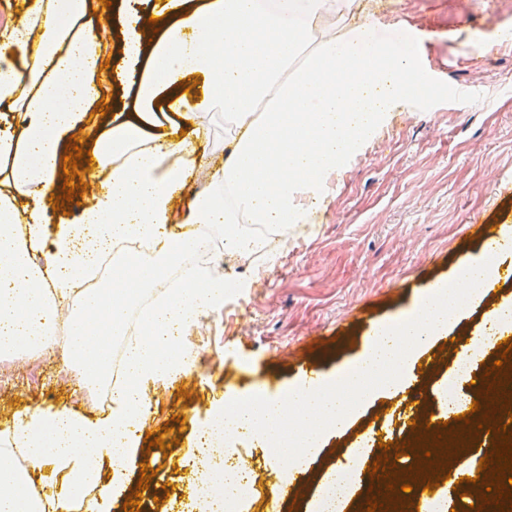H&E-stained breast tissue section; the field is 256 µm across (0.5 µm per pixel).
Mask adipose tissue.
<instances>
[{
  "label": "adipose tissue",
  "instance_id": "ef3b65f1",
  "mask_svg": "<svg viewBox=\"0 0 512 512\" xmlns=\"http://www.w3.org/2000/svg\"><path fill=\"white\" fill-rule=\"evenodd\" d=\"M356 8V0H211L203 8L154 0L155 25L113 11L121 35V63L107 75L114 90L134 85L141 111L180 113L185 133L149 137L136 120L108 125L94 141L98 192L61 225L44 266L32 261L35 246L63 148L99 96L104 47L92 0H29L21 23L1 27L0 112L17 125L0 135V357L52 349L64 323L66 364L88 389L111 386L113 343L130 305L181 253L201 247L195 233L174 230L189 171L207 173L189 203L192 223L223 227L232 250L262 246L243 225L309 223L306 205L324 196L327 178L395 103L424 90L411 57L388 46L356 51L362 26L323 28ZM212 112L232 130L218 162L200 148ZM130 239L149 250L118 251ZM106 259L111 287H86ZM223 299V277L185 271L143 313L141 335L126 339L119 366L127 383L113 388L107 416L35 409L1 429L0 512H110L142 429L146 384L185 374V329ZM43 469L51 479L33 484Z\"/></svg>",
  "mask_w": 512,
  "mask_h": 512
}]
</instances>
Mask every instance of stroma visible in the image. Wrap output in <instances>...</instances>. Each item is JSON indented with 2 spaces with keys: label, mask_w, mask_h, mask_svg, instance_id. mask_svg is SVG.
Segmentation results:
<instances>
[{
  "label": "stroma",
  "mask_w": 512,
  "mask_h": 512,
  "mask_svg": "<svg viewBox=\"0 0 512 512\" xmlns=\"http://www.w3.org/2000/svg\"><path fill=\"white\" fill-rule=\"evenodd\" d=\"M370 19L363 48L409 47L406 29L420 37L423 65L437 77L426 106L396 104L362 149L327 180V191L309 224L288 227L255 267L241 272L224 258L220 274L235 280V294L200 314L184 346L191 372L149 388L145 430L162 434L163 447L141 439L137 466L112 493V512L137 489L141 468L155 469L142 491L141 512H182L198 462L196 444L222 402L249 396L255 386L286 396L314 366L335 378L363 353L370 329L418 307L433 286L455 279L481 253L469 235L473 218L512 234V46L486 45L512 30V0H358ZM465 84L485 96L469 109L448 107V88ZM512 302V283L494 295L479 292L448 332L432 342L443 366L427 387L448 384V374L468 336L481 328L487 309ZM247 350L250 368L235 370L232 353ZM410 389H381L358 411L353 426L376 429L396 446L409 427L400 406ZM52 408L103 416L101 394L85 398L78 376L63 372L62 351L0 359V428L27 409ZM352 431L330 433L307 472L296 501L278 506L264 498L283 484V470L267 448L250 438L235 441L236 457L252 487L238 512H311L322 480L351 450Z\"/></svg>",
  "instance_id": "1"
}]
</instances>
